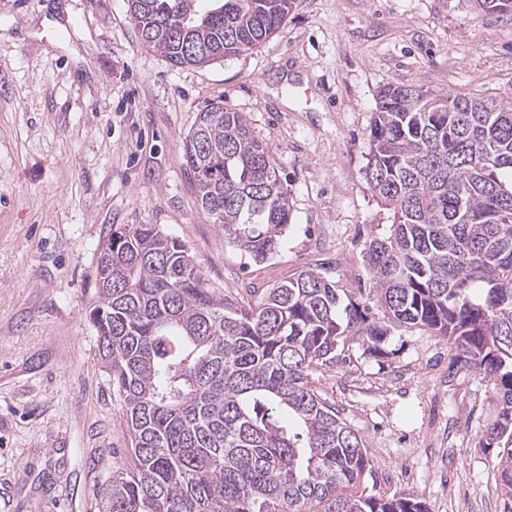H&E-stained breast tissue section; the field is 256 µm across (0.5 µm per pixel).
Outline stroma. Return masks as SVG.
Listing matches in <instances>:
<instances>
[{
  "mask_svg": "<svg viewBox=\"0 0 512 512\" xmlns=\"http://www.w3.org/2000/svg\"><path fill=\"white\" fill-rule=\"evenodd\" d=\"M387 83L512 96V18L466 0H295L264 43L179 68L143 48L127 0H0V512H99L126 459L88 317L111 225H159L220 293L313 269L380 320L363 252L392 213L364 168ZM216 101L246 115L288 192V230L261 263L225 245L186 171L183 139ZM383 349L351 340L319 376L366 442L368 493L505 512L483 445L492 384L452 370L453 344L427 331L392 329Z\"/></svg>",
  "mask_w": 512,
  "mask_h": 512,
  "instance_id": "obj_1",
  "label": "stroma"
}]
</instances>
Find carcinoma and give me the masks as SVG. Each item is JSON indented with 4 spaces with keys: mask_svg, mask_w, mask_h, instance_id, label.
Returning a JSON list of instances; mask_svg holds the SVG:
<instances>
[{
    "mask_svg": "<svg viewBox=\"0 0 512 512\" xmlns=\"http://www.w3.org/2000/svg\"><path fill=\"white\" fill-rule=\"evenodd\" d=\"M130 0L143 48L202 66L271 38L293 0ZM512 15V0H470ZM366 181L393 212L365 248L367 321L313 270L239 302L210 287L155 224L113 225L99 247L98 355L124 404L131 448L100 512H427L413 493L366 492L365 440L319 385L349 338L379 353L393 327L452 341L451 367L490 379L512 500V97L384 85ZM201 207L224 243L263 262L290 223L288 194L246 116L212 102L183 141ZM295 426L284 422L283 414Z\"/></svg>",
    "mask_w": 512,
    "mask_h": 512,
    "instance_id": "carcinoma-1",
    "label": "carcinoma"
}]
</instances>
